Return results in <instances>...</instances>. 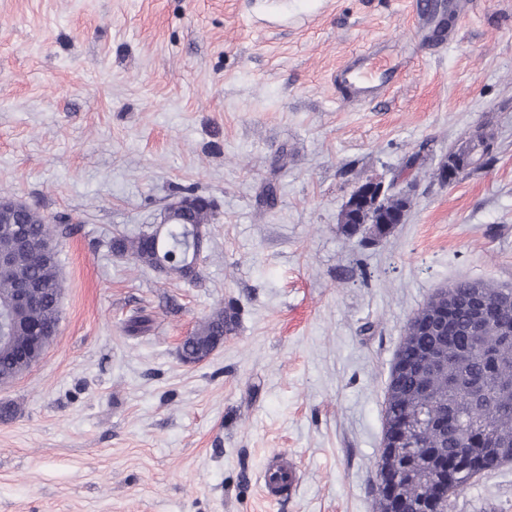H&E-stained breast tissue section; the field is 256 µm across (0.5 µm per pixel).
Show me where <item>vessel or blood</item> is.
Listing matches in <instances>:
<instances>
[{
  "label": "vessel or blood",
  "instance_id": "vessel-or-blood-1",
  "mask_svg": "<svg viewBox=\"0 0 512 512\" xmlns=\"http://www.w3.org/2000/svg\"><path fill=\"white\" fill-rule=\"evenodd\" d=\"M413 20L418 31H429L426 46L431 51L450 43L457 34L455 27L420 11L414 12ZM395 81V72H375L372 58L366 51L351 54L332 76L337 97L355 105L386 96ZM262 480L266 497L277 501L296 490L300 475L292 459L282 455L265 468Z\"/></svg>",
  "mask_w": 512,
  "mask_h": 512
}]
</instances>
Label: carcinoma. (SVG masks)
I'll list each match as a JSON object with an SVG mask.
<instances>
[{
	"instance_id": "obj_1",
	"label": "carcinoma",
	"mask_w": 512,
	"mask_h": 512,
	"mask_svg": "<svg viewBox=\"0 0 512 512\" xmlns=\"http://www.w3.org/2000/svg\"><path fill=\"white\" fill-rule=\"evenodd\" d=\"M474 137L481 142L483 150L477 164L471 167L473 171L487 164L492 140L491 134L481 127L469 134V138ZM467 147L466 140L448 147V156L432 172V177L444 180L448 165ZM412 203L411 196L391 192L367 207L352 209L345 205L338 217L339 230L348 238L357 234L384 237L403 223ZM0 206L16 209V229L28 240V248L18 260L0 264V307H6L17 288L31 287L30 307L14 311L13 322L0 336V383H6L22 375L41 358L42 350L33 345L34 337H43L47 345L56 336L64 281L56 249L52 248L57 236L56 225L8 193H0ZM193 220L192 224L169 225V244L161 246L157 252L147 232L112 238V251L149 268L164 266L168 276L183 279L187 276L183 258L190 230L213 223V204L198 206ZM480 300L490 307V316L480 329V335L485 345L495 350L491 358L473 350L470 310L473 302ZM442 311L448 312L446 330L441 334L428 331V319ZM152 324L153 319L142 309L127 320L124 332L132 337H143L151 331ZM509 324L512 325V301L503 296V288L471 280H460L449 288L440 289L407 323L406 331L412 333V338L400 344L399 355L403 359H408L416 349L435 350L443 343L462 353L464 366L462 383L448 391V414L441 418L448 436L436 438L427 433L417 440L416 447L401 449L400 454L388 462L387 473L395 475L406 460L417 464L421 457L433 455L445 460V467L434 483L394 484L396 495L404 500L406 512H422L424 502L430 503V512H451L454 499L470 486L471 479L512 463V457L484 452L486 448L512 452V396L501 394L502 387L512 383V343L498 341L501 329ZM238 325L239 311L234 304L215 309L186 337L180 350L181 359L191 362V357L209 349L214 339L235 333ZM421 386V379L413 372L398 377L396 389L386 394L385 421L400 425L411 415H429L435 411L421 401Z\"/></svg>"
}]
</instances>
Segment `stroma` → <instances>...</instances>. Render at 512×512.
<instances>
[{
	"label": "stroma",
	"mask_w": 512,
	"mask_h": 512,
	"mask_svg": "<svg viewBox=\"0 0 512 512\" xmlns=\"http://www.w3.org/2000/svg\"><path fill=\"white\" fill-rule=\"evenodd\" d=\"M428 2L0 0V189L58 225L66 281L55 340L0 383V512H377L408 320L460 280L512 287V0H472L433 53ZM370 46L403 69L353 109L330 74ZM478 126L487 165L419 178L385 238L340 234L361 182L416 150L435 169ZM188 192L215 210L198 279L113 254ZM231 299L236 333L183 362ZM140 308L156 322L132 338ZM276 453L300 483L273 503ZM452 512H512V463ZM413 20L418 32L430 31L429 41L426 42L428 50L437 51L445 44H449L457 34L454 26H448L443 19H436L428 14L416 10Z\"/></svg>",
	"instance_id": "stroma-1"
}]
</instances>
